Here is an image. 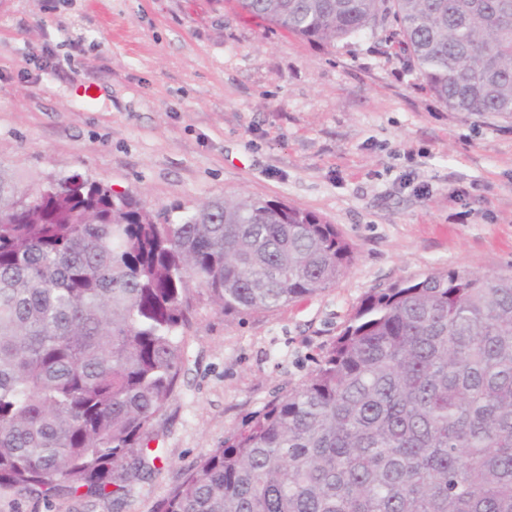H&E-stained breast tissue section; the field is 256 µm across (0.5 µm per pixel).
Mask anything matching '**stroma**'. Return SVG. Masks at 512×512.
Here are the masks:
<instances>
[{"instance_id":"35a3bbf8","label":"stroma","mask_w":512,"mask_h":512,"mask_svg":"<svg viewBox=\"0 0 512 512\" xmlns=\"http://www.w3.org/2000/svg\"><path fill=\"white\" fill-rule=\"evenodd\" d=\"M0 0V164L158 208L231 194L335 224L355 259L270 312L199 301L155 470L121 505L0 488V512H154L201 456L300 387L372 291L512 266V120L453 112L384 29L329 48L238 0Z\"/></svg>"}]
</instances>
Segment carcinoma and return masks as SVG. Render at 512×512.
<instances>
[{"instance_id":"cac0c4a2","label":"carcinoma","mask_w":512,"mask_h":512,"mask_svg":"<svg viewBox=\"0 0 512 512\" xmlns=\"http://www.w3.org/2000/svg\"><path fill=\"white\" fill-rule=\"evenodd\" d=\"M328 47L376 28L453 112L512 119V0H240ZM336 225L226 195L154 210L0 167V486L119 502L182 368L194 299L273 311L344 275ZM156 512H512V270L368 294L302 386Z\"/></svg>"}]
</instances>
